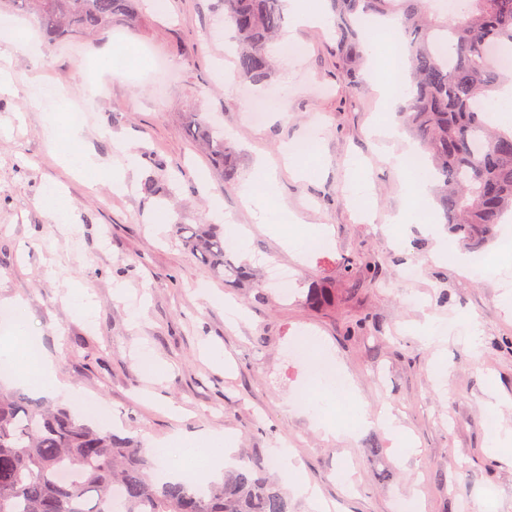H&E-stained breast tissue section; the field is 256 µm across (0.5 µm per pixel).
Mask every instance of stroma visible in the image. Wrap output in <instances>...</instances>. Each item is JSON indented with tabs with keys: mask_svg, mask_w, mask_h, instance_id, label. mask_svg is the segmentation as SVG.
Here are the masks:
<instances>
[{
	"mask_svg": "<svg viewBox=\"0 0 512 512\" xmlns=\"http://www.w3.org/2000/svg\"><path fill=\"white\" fill-rule=\"evenodd\" d=\"M137 9L136 26L118 23L36 55L21 41L0 43V71L11 77L0 90V314L23 301L28 335L69 387L51 404L89 423L102 411L110 429L145 449L176 435L223 434L235 442L232 467L261 463L273 477L280 472L273 451L288 446L328 512H396L410 498L418 512H482L489 489L491 512H512V455L487 446L496 425H512V316L496 272L499 243L484 246L489 270L481 279L437 264V236L452 246L459 238L432 201L429 223L407 224L403 246H395L388 218L411 203L372 134L380 111L373 84L388 70L366 60L349 82L333 28H308L298 33L300 53L273 56L266 86L228 87L224 72L237 61L214 35L224 26L222 0H167L161 12L139 0ZM115 42L128 57L148 49L165 72L140 64L114 76L103 56ZM92 83L99 92L89 101L84 89ZM45 85L82 113L81 151L108 167L135 156L125 189L86 179L52 152L49 126L73 123L33 97ZM274 92L282 111L252 122L250 104ZM207 116L234 150L235 181H224L188 135L190 120ZM315 124L323 131L320 171L299 179L280 169L278 194L301 218L292 232L320 224L329 243L295 257L258 228L239 187L259 159L279 160L283 144ZM152 156L170 188L161 201L142 192ZM355 159L367 168L377 211L370 223L348 191ZM50 184L71 204L67 222H56L44 203ZM216 203L250 230L246 253L227 250L220 281L206 277L172 233L176 224L210 223ZM274 264L293 273L294 294L269 285ZM240 265L250 278L234 280ZM409 267L419 271L411 281L403 277ZM76 285L87 288L93 315L67 303ZM315 285L330 289L331 301L311 303ZM429 317L478 321L480 353L454 337L425 345L414 328ZM304 336L329 347L369 414L396 417L414 453L398 450L383 425L336 439L312 414L285 408L310 379L296 355ZM146 353L156 371L142 365ZM496 400L493 417L488 405Z\"/></svg>",
	"mask_w": 512,
	"mask_h": 512,
	"instance_id": "1",
	"label": "stroma"
}]
</instances>
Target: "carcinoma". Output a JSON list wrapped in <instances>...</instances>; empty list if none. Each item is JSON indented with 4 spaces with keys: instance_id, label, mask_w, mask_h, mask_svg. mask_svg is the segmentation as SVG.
<instances>
[{
    "instance_id": "obj_1",
    "label": "carcinoma",
    "mask_w": 512,
    "mask_h": 512,
    "mask_svg": "<svg viewBox=\"0 0 512 512\" xmlns=\"http://www.w3.org/2000/svg\"><path fill=\"white\" fill-rule=\"evenodd\" d=\"M428 0H334L337 41L356 77L364 20L395 13L410 38V82L399 117L420 141L422 158L444 223L479 250L512 211V132L485 122L491 92L512 80L498 63L512 43V0H466L458 16L439 21ZM35 16L48 46L137 20L136 0H0V7ZM235 33L237 75L265 84L267 44L285 22L282 0H224ZM231 181L232 148L198 118L188 127ZM181 244L208 276L224 279V235L213 224L176 225ZM0 512H293L288 493L261 464L224 472L205 485L163 479L138 444L80 421L0 385Z\"/></svg>"
}]
</instances>
